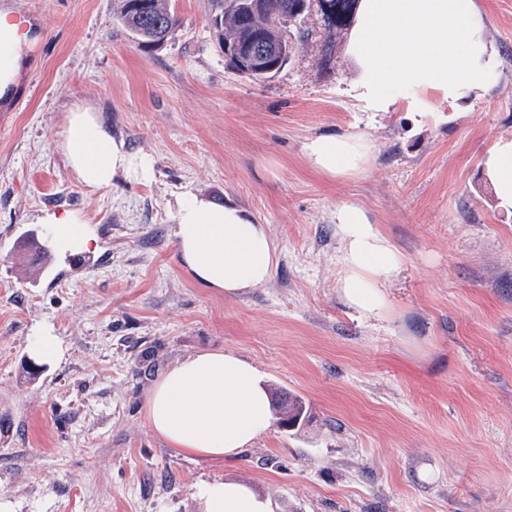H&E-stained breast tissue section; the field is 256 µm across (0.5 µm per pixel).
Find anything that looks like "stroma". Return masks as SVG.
Returning <instances> with one entry per match:
<instances>
[{
	"mask_svg": "<svg viewBox=\"0 0 512 512\" xmlns=\"http://www.w3.org/2000/svg\"><path fill=\"white\" fill-rule=\"evenodd\" d=\"M118 5L0 0L39 33L0 102V497L14 512H199L198 486L233 477L272 512H512V208L486 167L512 139V0H477L498 60L488 92L429 112L368 108L345 50L328 75L313 43L251 81L210 0H171L180 26L147 48ZM77 104L151 157L150 183L77 181L57 148ZM327 133L373 143L366 175L307 166L303 143ZM188 189L265 226L278 251L266 284L227 297L189 277L173 237ZM345 203L402 258L377 318L340 292ZM64 212L97 237L79 267L43 222ZM43 328L60 354L38 361ZM215 349L302 398L305 424L272 427L231 463L170 448L146 400Z\"/></svg>",
	"mask_w": 512,
	"mask_h": 512,
	"instance_id": "35a3bbf8",
	"label": "stroma"
}]
</instances>
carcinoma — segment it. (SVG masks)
Segmentation results:
<instances>
[{
	"label": "carcinoma",
	"mask_w": 512,
	"mask_h": 512,
	"mask_svg": "<svg viewBox=\"0 0 512 512\" xmlns=\"http://www.w3.org/2000/svg\"><path fill=\"white\" fill-rule=\"evenodd\" d=\"M214 14L212 25L224 44V54L231 60V67L256 82L271 79L244 70L234 52L244 44H260L278 60L285 43H290V54L313 36L307 26L287 22L293 17L298 0H266L267 9L256 12L252 0H210ZM321 18L324 40L321 61L327 65L333 59L336 48L355 21L359 0H314ZM117 21L141 46H153L172 36L180 26V20L170 6V0H119Z\"/></svg>",
	"instance_id": "cac0c4a2"
}]
</instances>
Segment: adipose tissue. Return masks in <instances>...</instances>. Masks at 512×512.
Masks as SVG:
<instances>
[{
	"label": "adipose tissue",
	"mask_w": 512,
	"mask_h": 512,
	"mask_svg": "<svg viewBox=\"0 0 512 512\" xmlns=\"http://www.w3.org/2000/svg\"><path fill=\"white\" fill-rule=\"evenodd\" d=\"M36 35L29 21L0 9V98L10 95ZM356 71L357 100L378 111L406 104L427 112L431 92L449 107L477 98L495 70L483 17L475 0H361L347 44ZM77 180L92 191L114 179L147 183L153 163L113 137L104 118L88 107L70 110L58 143ZM373 145L361 135H319L303 155L316 173L336 178L364 176ZM344 243L341 292L357 312L382 314L383 287L401 256L354 204L337 208ZM62 250H91L97 238L72 214L47 218ZM176 248L182 268L204 287L236 296L268 282L277 264L276 247L264 225L237 206L193 191L176 201ZM150 429L177 452L231 459L273 425L271 398L257 369L242 357L209 350L161 374L145 404ZM197 498L201 512H271L248 485L233 479L206 483Z\"/></svg>",
	"instance_id": "ef3b65f1"
}]
</instances>
